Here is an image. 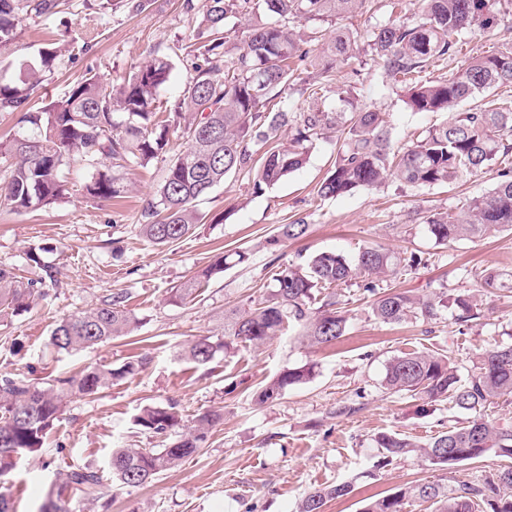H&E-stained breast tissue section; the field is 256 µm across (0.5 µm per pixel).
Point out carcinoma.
<instances>
[{"instance_id":"carcinoma-1","label":"carcinoma","mask_w":512,"mask_h":512,"mask_svg":"<svg viewBox=\"0 0 512 512\" xmlns=\"http://www.w3.org/2000/svg\"><path fill=\"white\" fill-rule=\"evenodd\" d=\"M365 0H205L206 36L187 45L192 57L191 79L164 101L157 97L168 84L172 63L164 58L145 61L120 84L87 73L60 99L34 110L30 99L41 83L39 68L57 58L53 48L40 53V67L24 64L15 81L0 80V112L18 114L19 131L0 139V158L9 162L7 181L0 185V206L16 212L46 207L70 193V167L79 160L93 170L85 183L98 200L123 198L125 185L99 169L103 160L121 168L142 167L167 151L170 136L183 140V150L169 161L153 199L141 213L140 231L156 245L176 242L199 223L196 203L224 179L241 170L254 172L256 192L273 186L301 169L309 155L338 132L334 168L317 188L322 199L360 189H373L395 179L411 187L452 183L493 164L503 166L501 180L483 196L473 197L456 214L423 217L428 232L440 245L512 232V112L490 98L500 86L512 85V49L466 60L443 80H418L416 75L439 60H451L466 37L512 23V0H415L416 20H392L363 35L338 27L336 34L314 50L290 27L296 18L343 19ZM60 0H0V57L14 52L17 27L28 16L50 17ZM253 18L243 46L229 44L226 19L235 14ZM366 39L373 62L395 80L412 83L406 104L416 112L445 113L447 119L422 131L411 143L397 146L386 113L358 107L342 98L344 107L326 105V87L318 78L302 76L294 60L318 67L323 74L340 68L352 57L358 40ZM301 86L308 106L289 112L277 99ZM309 225L297 219L277 227L267 244L305 236ZM245 251L218 254L204 279L248 262ZM401 258L380 247L367 246L350 259L336 251L317 252L274 274L268 295L245 311L224 314V336H202L186 356L207 365L219 352L240 344L262 345L298 327L311 345H330L347 335L349 318L336 294L328 292L359 277L364 291L375 296L373 314L384 323L412 318L431 320L448 306L433 292L417 297L408 291H379L377 278L396 273ZM476 283L495 291H512V273L484 268ZM45 293L38 282L18 280L0 269V313L28 310ZM124 291L110 294L96 308L62 318L51 332L59 352L92 349L131 334L140 319L128 309ZM457 321L480 318L468 294L453 299ZM146 367L138 356L121 367L90 366L77 377L49 375L32 382L12 373L0 374V512H12L8 484L17 463L43 452L50 431L72 395H92L114 379L135 377ZM311 370L290 368L260 392L262 403L280 398L309 379ZM393 393L448 401L463 421L421 446L395 434L375 438L380 460L420 452L430 466L452 467L490 453L512 456V424L485 414L494 400L512 396V342H497L472 361L467 373L451 356L408 352L394 356L382 381ZM222 419L204 411L195 425L184 428L175 407L144 409L136 425L169 440L163 448H119L112 452V478L126 487L144 486L162 472L193 455L207 431ZM103 476L89 468L68 470L56 496L42 512H70V500L103 497ZM351 493L348 482L309 491L299 512H323L326 502ZM429 502L436 512H512V466L480 484L462 481L454 486L419 483L400 487L366 505L363 512H406L413 502Z\"/></svg>"}]
</instances>
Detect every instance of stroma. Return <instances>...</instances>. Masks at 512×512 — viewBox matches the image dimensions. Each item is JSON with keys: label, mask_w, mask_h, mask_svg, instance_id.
Wrapping results in <instances>:
<instances>
[{"label": "stroma", "mask_w": 512, "mask_h": 512, "mask_svg": "<svg viewBox=\"0 0 512 512\" xmlns=\"http://www.w3.org/2000/svg\"><path fill=\"white\" fill-rule=\"evenodd\" d=\"M344 27L357 31L397 18H413L412 0H372ZM83 0H65L61 13L29 18L19 29L15 56L0 60V78L19 75L20 63H35L43 48L59 49L52 70L31 96L34 107L61 98L72 82L93 70L107 79L135 71L147 58L166 57L173 77L158 92L165 99L190 78L189 62L175 48L196 33L201 11H186L183 0H150L143 10L119 8L103 13L92 50L72 59V38L86 31ZM353 91L359 105L388 113L397 144L440 123L442 115L413 111L404 85L374 67L365 47L340 68L328 86L329 103ZM336 159V141L322 142L299 171L257 194L247 173L228 176L199 201L201 217L193 233L163 246L139 231L143 206L162 181L168 156L133 171L114 174L128 190L124 198H88L86 173L74 165L70 199L51 208L16 214L0 209V267L22 278L39 277L28 264L41 252L55 269L47 296L30 311L0 317V373L26 379L76 376L88 366L117 368L130 357L146 356L139 375L113 382L91 397L70 402L50 432L42 455L24 459L9 486L14 512H39L55 492L62 471L71 467L106 469L116 448H157L158 436L135 424L143 407L176 404L185 425L205 410L224 413L198 452L150 484L133 488L106 483L103 501L76 500L75 512H298L311 489L351 483L348 496L329 500L324 512H362L390 490L421 482H478L508 460L494 455L447 471L401 456L375 468V438L397 433L427 443L458 420L450 404L425 405L422 399L387 393L381 381L389 360L404 352L452 351L468 363L504 332L512 330V297L481 293V317L471 326L456 320V307L437 320L385 324L371 311L372 298L361 283L336 287L349 316L347 335L332 345L311 348L289 333L255 348L238 346L217 354L208 365L189 361L184 352L201 336L224 332V312L244 310L258 301L280 267L322 250L354 256L361 247L379 245L400 256L420 254L424 262L399 269L391 283L414 295L433 291L455 296L474 286L471 268L512 270V233L484 240L435 244L425 226L407 215L447 212L489 192L499 167L464 175L450 187L413 188L387 181L373 189L322 200L317 187ZM305 218L309 231L300 239L268 245L279 225ZM227 250L248 252L247 264L213 275L190 302L173 288L200 272ZM126 290L128 307L140 320L131 336L112 339L92 350L60 353L50 343L61 317L100 306L112 290ZM311 365L310 379L280 399L256 401L261 387L285 369ZM352 406L337 415L339 406Z\"/></svg>", "instance_id": "35a3bbf8"}]
</instances>
